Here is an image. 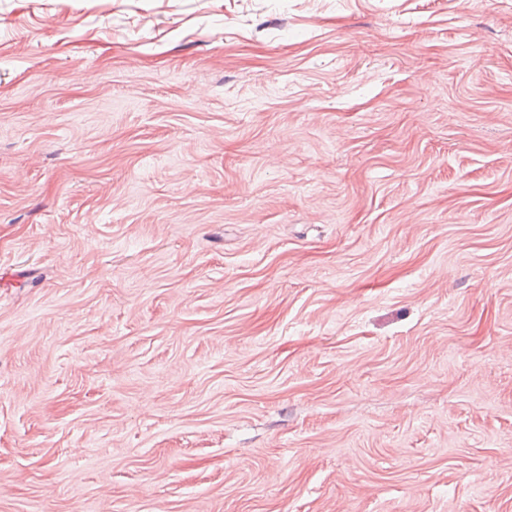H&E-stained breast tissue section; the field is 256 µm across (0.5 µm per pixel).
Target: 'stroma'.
I'll list each match as a JSON object with an SVG mask.
<instances>
[{
    "label": "stroma",
    "mask_w": 512,
    "mask_h": 512,
    "mask_svg": "<svg viewBox=\"0 0 512 512\" xmlns=\"http://www.w3.org/2000/svg\"><path fill=\"white\" fill-rule=\"evenodd\" d=\"M0 512H512V0H0Z\"/></svg>",
    "instance_id": "1"
}]
</instances>
